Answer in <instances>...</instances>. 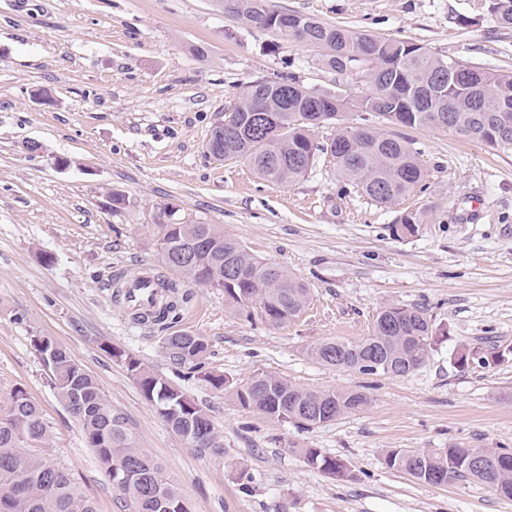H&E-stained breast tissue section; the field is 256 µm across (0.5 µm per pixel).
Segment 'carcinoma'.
Wrapping results in <instances>:
<instances>
[{"mask_svg":"<svg viewBox=\"0 0 512 512\" xmlns=\"http://www.w3.org/2000/svg\"><path fill=\"white\" fill-rule=\"evenodd\" d=\"M224 13L258 26L271 25L280 12L267 0H222ZM489 10L499 24L512 26V0H490ZM307 39L289 36L308 45L323 44L320 60L339 74L363 72L371 91L356 102L358 111L375 114L407 128L430 127L460 134L493 146L512 148V74L490 71L459 58L440 57L426 47L408 41L355 31L298 13ZM266 116L253 117L257 101ZM349 101L335 94L317 93L293 77L275 84L248 83L236 101L238 120L233 128L218 125L214 134L224 135V152L247 162L260 178L284 184L297 181L314 165L317 153L331 158L336 173L355 183L375 203L384 207L423 188L426 171L409 142L376 128L340 126L324 144L314 132L336 122ZM311 111L314 121L304 123L299 114ZM424 223V214L405 211L392 225L397 236L413 235ZM166 240L176 248L195 253L191 266L179 268L195 285L224 289L226 304L251 314L256 309L270 325L297 317L309 304L310 288L287 270L259 260L216 224H168ZM239 270L235 278L224 276V267ZM432 325L427 313L416 307L388 305L376 316L372 332L359 341H321L307 354L328 366L367 376H403L419 369L431 346ZM173 363L198 373L214 389H224V375L205 370L208 343L202 336L175 333L163 340ZM378 351L366 362L364 353ZM110 354L125 362L143 396L152 402L171 430L188 445L198 437L207 447L202 456L224 455V438L216 431L205 409L181 391L146 370L120 350ZM45 367L58 399L67 411H78L85 440L98 456L123 502L134 512H192L182 490L169 481L162 466L147 451L135 445L124 418L112 409L96 379L59 346L47 355ZM232 396L245 409L269 418L288 417L312 428L354 413L369 399L360 392H314L288 382L257 374L236 387ZM330 408L321 415L317 407ZM48 436L40 407L18 389L7 409L0 410V512H97L92 501L63 467L51 463L44 450L35 447ZM493 465L478 469L472 452ZM304 458L338 479L350 476L348 466L327 457L316 448L303 450ZM385 464L436 486L448 481L472 479L488 485L498 495L512 499V451L501 448H460L450 445L435 451L391 449Z\"/></svg>","mask_w":512,"mask_h":512,"instance_id":"obj_1","label":"carcinoma"}]
</instances>
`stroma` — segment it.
I'll use <instances>...</instances> for the list:
<instances>
[{"instance_id": "stroma-1", "label": "stroma", "mask_w": 512, "mask_h": 512, "mask_svg": "<svg viewBox=\"0 0 512 512\" xmlns=\"http://www.w3.org/2000/svg\"><path fill=\"white\" fill-rule=\"evenodd\" d=\"M268 2L512 73V27L498 24L489 0ZM286 74L342 91L353 102L345 122L358 124L354 102L370 90L363 74L323 68L315 50L225 14L219 0H0V409L18 389L38 403L47 457L98 512H123L120 496L58 400L35 337L96 377L194 512H512V500L482 483L435 486L384 463L393 448L512 451V149L371 118L409 141L427 171V190L390 208L322 155L283 185L211 158L210 134L243 87ZM111 188L128 197L125 208L112 209ZM166 209L179 222L219 225L303 280L306 310L272 326L230 308L223 290L183 282L161 256ZM406 210L426 221L399 238L391 226ZM142 267L180 285L166 324L134 326L114 297L113 273ZM392 303L431 319L417 371L365 376L307 355L317 342L368 336ZM178 332L207 340L206 368L225 390L175 369L162 342ZM464 347L481 358L459 364ZM115 349L206 406L223 456L199 455L176 436ZM259 373L310 391H359L369 403L306 429L233 400L232 388ZM306 448L346 463L350 478L309 465Z\"/></svg>"}]
</instances>
